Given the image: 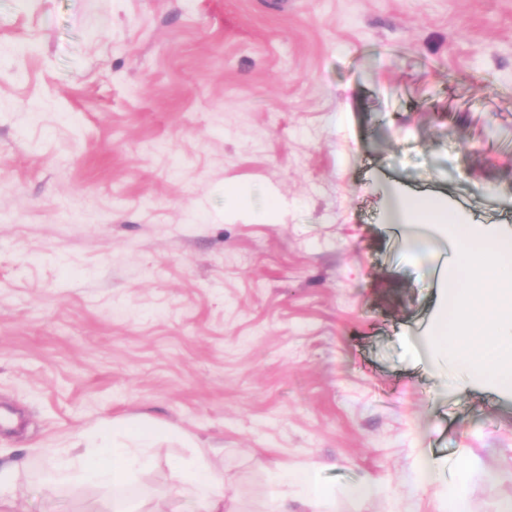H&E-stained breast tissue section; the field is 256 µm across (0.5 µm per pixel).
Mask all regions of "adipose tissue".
<instances>
[{"label": "adipose tissue", "instance_id": "ef3b65f1", "mask_svg": "<svg viewBox=\"0 0 512 512\" xmlns=\"http://www.w3.org/2000/svg\"><path fill=\"white\" fill-rule=\"evenodd\" d=\"M396 218L405 226L408 243H417L421 228L443 224L454 243L453 271L459 283L436 334L430 339L438 353L460 352L474 377L512 390V358L499 355L500 346L512 347V236L478 235L454 209L432 197L400 199ZM166 432L156 425L133 431L103 426L87 437L86 446L97 460L85 465L83 455L58 458L53 479H77L103 488L117 489L151 465L152 451ZM181 492L190 495L197 512H236L225 503L224 483L209 462L197 458L172 473Z\"/></svg>", "mask_w": 512, "mask_h": 512}]
</instances>
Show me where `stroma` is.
<instances>
[{
  "label": "stroma",
  "mask_w": 512,
  "mask_h": 512,
  "mask_svg": "<svg viewBox=\"0 0 512 512\" xmlns=\"http://www.w3.org/2000/svg\"><path fill=\"white\" fill-rule=\"evenodd\" d=\"M502 128L512 0H0V462L27 512H107L49 477L110 424L175 430L130 486L169 512L200 456L239 512L307 467L337 512H506L512 393L428 355L448 290L386 210L512 234ZM229 187L280 218L225 220Z\"/></svg>",
  "instance_id": "stroma-1"
}]
</instances>
